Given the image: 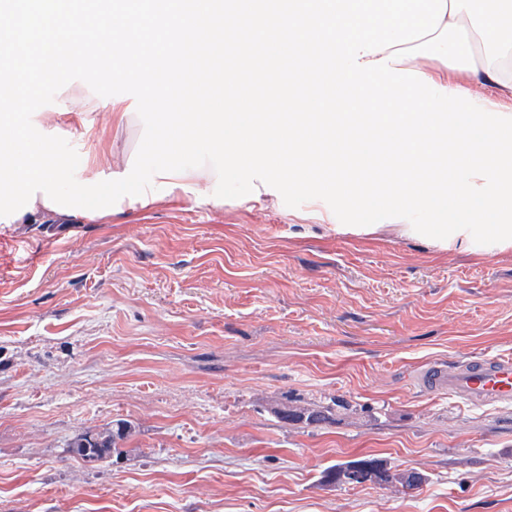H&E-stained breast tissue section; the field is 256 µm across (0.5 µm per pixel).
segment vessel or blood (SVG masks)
<instances>
[{"label":"vessel or blood","mask_w":512,"mask_h":512,"mask_svg":"<svg viewBox=\"0 0 512 512\" xmlns=\"http://www.w3.org/2000/svg\"><path fill=\"white\" fill-rule=\"evenodd\" d=\"M418 383L445 391L472 405L512 404V358L461 360L454 365L435 362L419 370Z\"/></svg>","instance_id":"vessel-or-blood-1"}]
</instances>
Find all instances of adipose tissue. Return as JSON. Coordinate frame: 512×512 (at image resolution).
Masks as SVG:
<instances>
[{
	"mask_svg": "<svg viewBox=\"0 0 512 512\" xmlns=\"http://www.w3.org/2000/svg\"><path fill=\"white\" fill-rule=\"evenodd\" d=\"M447 0L445 20L466 26L476 68L451 69L441 61L419 57L404 59V68L426 73L437 85L472 91L490 88L492 96H479L487 109L512 114V0Z\"/></svg>",
	"mask_w": 512,
	"mask_h": 512,
	"instance_id": "obj_1",
	"label": "adipose tissue"
}]
</instances>
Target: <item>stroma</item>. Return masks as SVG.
I'll return each instance as SVG.
<instances>
[{"mask_svg":"<svg viewBox=\"0 0 512 512\" xmlns=\"http://www.w3.org/2000/svg\"><path fill=\"white\" fill-rule=\"evenodd\" d=\"M83 81L48 104L77 181L134 164L143 124ZM111 219L0 224V512H512V405L412 386L432 362L512 356V248L391 228L342 234L309 206H214L154 182ZM327 407L286 424L276 408ZM132 422L85 463L81 432ZM364 456L423 473L323 482ZM131 427L124 421H118L112 430L95 432L99 443L94 446L88 440V432L78 436L71 444L72 452L83 461H99L112 455H121L123 453L122 445L128 438Z\"/></svg>","mask_w":512,"mask_h":512,"instance_id":"1","label":"stroma"}]
</instances>
